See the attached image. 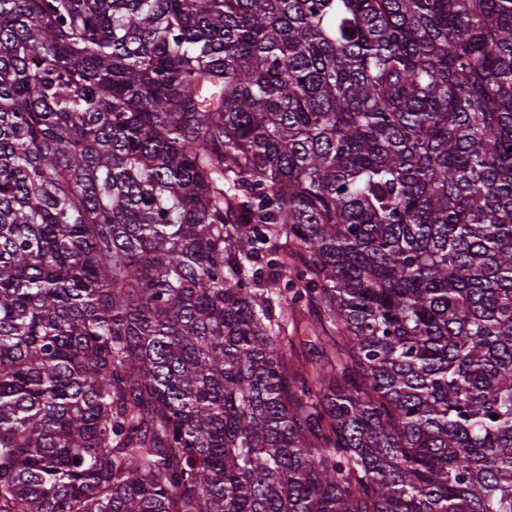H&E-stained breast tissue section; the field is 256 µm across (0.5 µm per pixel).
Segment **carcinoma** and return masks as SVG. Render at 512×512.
<instances>
[{"mask_svg": "<svg viewBox=\"0 0 512 512\" xmlns=\"http://www.w3.org/2000/svg\"><path fill=\"white\" fill-rule=\"evenodd\" d=\"M0 512H512V0H0ZM317 321H322L325 324L326 329L336 335V330L334 329V326L330 324L327 312L324 311L323 308L315 305L303 308L301 317H297L294 323L291 321L285 322L288 323V334L285 332L282 333V336H294V349L302 362L305 361V357H308V351L310 348V345H306L305 343L312 340L310 336H313L310 332L311 324H314Z\"/></svg>", "mask_w": 512, "mask_h": 512, "instance_id": "cac0c4a2", "label": "carcinoma"}]
</instances>
